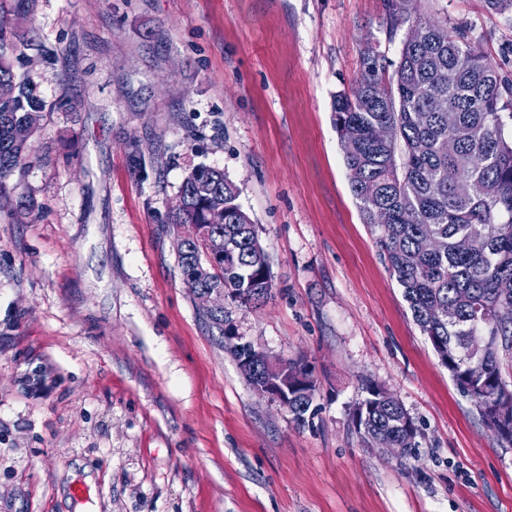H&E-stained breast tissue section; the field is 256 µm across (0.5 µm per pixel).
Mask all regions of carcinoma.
I'll return each instance as SVG.
<instances>
[{
    "instance_id": "carcinoma-1",
    "label": "carcinoma",
    "mask_w": 512,
    "mask_h": 512,
    "mask_svg": "<svg viewBox=\"0 0 512 512\" xmlns=\"http://www.w3.org/2000/svg\"><path fill=\"white\" fill-rule=\"evenodd\" d=\"M418 0H386L393 25L417 12ZM392 78L376 53H368L351 93L336 95V133L344 149L351 191L364 221L378 225L388 269L403 288L412 317L459 390L485 421L499 415L512 392L493 394L512 361V137L505 132L502 101L512 104V84L502 81L478 43L460 30L417 18ZM16 36L0 23V83L15 95L0 100V191L28 160L27 143L45 108L30 77L10 63ZM397 130L389 144L377 126ZM460 179L480 182L484 193L462 198ZM180 192L184 208L171 224H205L208 237L178 252L181 272L202 290L224 288L244 304L271 293L265 251L255 224L236 203L239 190L213 167L194 168ZM477 236L484 250L462 253L458 239ZM215 245L212 261L204 248ZM352 416L364 441L393 436L416 448L413 421L401 402L376 384Z\"/></svg>"
}]
</instances>
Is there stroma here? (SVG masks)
<instances>
[{
  "instance_id": "35a3bbf8",
  "label": "stroma",
  "mask_w": 512,
  "mask_h": 512,
  "mask_svg": "<svg viewBox=\"0 0 512 512\" xmlns=\"http://www.w3.org/2000/svg\"><path fill=\"white\" fill-rule=\"evenodd\" d=\"M512 82V14L422 0ZM46 102L0 197V512H512L499 444L414 322L334 125L384 0H0ZM70 103L57 107L61 96ZM239 189L267 257L239 336L311 367L308 422L209 329L168 221L198 166ZM31 209H18L20 199ZM420 430L402 459L351 422L362 385Z\"/></svg>"
}]
</instances>
